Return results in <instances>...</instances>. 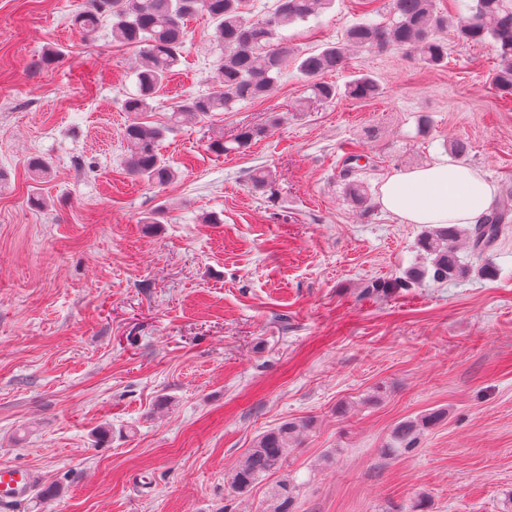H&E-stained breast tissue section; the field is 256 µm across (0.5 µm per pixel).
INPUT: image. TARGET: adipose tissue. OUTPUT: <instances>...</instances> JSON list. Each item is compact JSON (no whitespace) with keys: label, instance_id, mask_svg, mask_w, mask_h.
<instances>
[{"label":"adipose tissue","instance_id":"obj_1","mask_svg":"<svg viewBox=\"0 0 512 512\" xmlns=\"http://www.w3.org/2000/svg\"><path fill=\"white\" fill-rule=\"evenodd\" d=\"M495 202V188L478 170L448 158L396 173L380 187L381 207L408 224L470 226Z\"/></svg>","mask_w":512,"mask_h":512}]
</instances>
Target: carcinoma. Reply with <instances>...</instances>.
<instances>
[{"instance_id": "1", "label": "carcinoma", "mask_w": 512, "mask_h": 512, "mask_svg": "<svg viewBox=\"0 0 512 512\" xmlns=\"http://www.w3.org/2000/svg\"><path fill=\"white\" fill-rule=\"evenodd\" d=\"M334 2L274 0L273 8L253 18L246 0H90V7L75 17L79 31L89 35L109 16L112 37L141 47L149 61L136 72L137 94L125 101V110L135 115L122 131L130 174L155 186H165L176 176L157 149L166 127L145 125L138 116L152 109L158 87L179 61L187 37L185 21L199 12L207 14L215 24L220 50L214 66L215 88L208 94L176 102L170 116L173 124L202 120L215 112H231L239 103L268 96L290 62L305 83L307 96L300 102L302 106L324 105L343 96L369 99L378 91L377 81L369 74L356 75L342 88L325 80V75L346 67L350 48L396 47L414 54L427 67H437L448 58L447 45L442 40V34L448 31L462 41L493 44L497 63L490 82L501 95L512 96V0H454L453 15L440 11L436 0H388L389 18L385 24L369 18L375 10L368 9L348 29L344 40L328 43L318 52L300 50L289 43L288 36L282 33L284 28L318 16ZM280 122L281 116L275 113L265 125L242 127L228 140L219 132L211 137L210 148L222 155L243 153ZM346 195L358 205L368 200L367 189L359 180L346 183ZM511 222L512 193L507 191L481 224L470 229L448 224L424 230L417 249L425 263L411 268L403 277L380 282L375 288L405 289L428 280L439 284L456 278L468 267L459 252L460 238H468L472 253L484 255L493 249L503 225ZM442 418L443 413L434 411L398 423L392 432L393 444L384 449V454L399 456L415 450L421 433ZM306 427L302 421H285L259 435L232 475V492L243 497L263 478L279 474L281 478L268 491L265 512H295L300 487L283 470L290 448Z\"/></svg>"}]
</instances>
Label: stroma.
Listing matches in <instances>:
<instances>
[{
  "instance_id": "1",
  "label": "stroma",
  "mask_w": 512,
  "mask_h": 512,
  "mask_svg": "<svg viewBox=\"0 0 512 512\" xmlns=\"http://www.w3.org/2000/svg\"><path fill=\"white\" fill-rule=\"evenodd\" d=\"M361 2L335 0L286 34L309 50L339 41ZM87 5L0 0V461L41 478L8 512H263L270 480L236 499L229 478L288 419L308 423L287 462L296 512H412L420 500L425 512H504L512 223L495 277L476 258L463 278L373 289L416 262L423 230L382 209L389 176L463 139L464 165L512 189V97L489 82L492 43L447 35L436 69L354 49L330 81L368 72L378 95L306 112L287 69L268 97L170 127L158 149L177 176L152 187L127 171L122 139L142 56L107 23L83 39L73 19ZM187 27L146 124L211 90L215 26L200 13ZM274 111L281 125L246 152L210 149L211 131ZM356 145L373 158L357 173L365 207L344 196ZM36 155L51 164L39 182ZM261 168L272 182L256 189ZM438 409L445 420L417 449L384 455L396 423Z\"/></svg>"
}]
</instances>
